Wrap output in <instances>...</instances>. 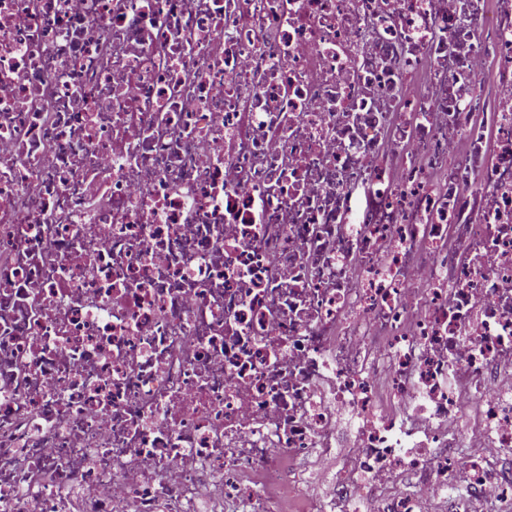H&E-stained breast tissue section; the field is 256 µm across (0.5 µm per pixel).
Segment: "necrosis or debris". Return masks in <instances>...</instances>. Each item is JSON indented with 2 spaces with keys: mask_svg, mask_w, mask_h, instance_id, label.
I'll use <instances>...</instances> for the list:
<instances>
[{
  "mask_svg": "<svg viewBox=\"0 0 512 512\" xmlns=\"http://www.w3.org/2000/svg\"><path fill=\"white\" fill-rule=\"evenodd\" d=\"M510 454L512 0H0V512H512Z\"/></svg>",
  "mask_w": 512,
  "mask_h": 512,
  "instance_id": "necrosis-or-debris-1",
  "label": "necrosis or debris"
}]
</instances>
